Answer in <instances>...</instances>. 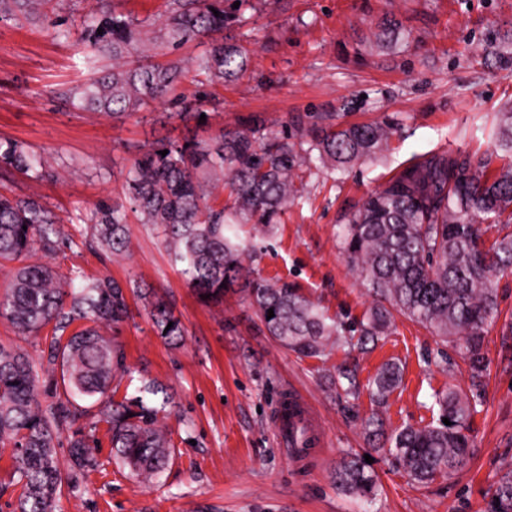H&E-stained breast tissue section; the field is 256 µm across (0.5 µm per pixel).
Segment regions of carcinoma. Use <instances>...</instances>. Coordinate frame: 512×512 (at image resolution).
<instances>
[{"instance_id": "cac0c4a2", "label": "carcinoma", "mask_w": 512, "mask_h": 512, "mask_svg": "<svg viewBox=\"0 0 512 512\" xmlns=\"http://www.w3.org/2000/svg\"><path fill=\"white\" fill-rule=\"evenodd\" d=\"M51 2L0 0V18L30 20ZM239 2L234 8L229 0H166L163 13L140 17L97 0L82 35L105 64L98 76L66 88L64 96L80 109L115 119L165 99L181 115L200 117V104L174 91L187 78L217 85L238 81L250 70L253 51L224 37V30L247 24L245 13L262 11L267 0ZM399 34V24L388 20L374 40L389 48ZM198 40L209 43L202 54L150 61L160 51L173 54ZM482 51L512 72V36L487 42ZM392 134L388 122L338 124L336 113L320 112L292 135L251 117L208 140L127 144L130 165L121 172L126 202L102 201L89 212L85 221L92 233L85 244L114 258L127 256L129 213H136L141 223L162 228L172 261L197 296L219 305L243 284L241 292L268 335L298 357L322 359L333 347L347 356L365 353L388 335L397 312L456 348L477 387L488 371L483 344L497 315V281L512 275V233L487 247L481 229L512 224V107L500 112L496 129L498 150L509 158L502 166L491 169L490 154H429L350 215L344 251L375 297L355 322L329 315L299 288L256 274L245 264L248 251L226 235L232 224L270 230L281 223L288 207L303 198L304 186L296 185L302 154L315 152L321 163L347 170L385 148ZM0 170L35 179L49 175L43 156L12 138H0ZM220 187L233 200L229 211L216 204ZM72 244L51 208L0 192V263H18L0 294V317L22 336L50 329L46 360L38 363L22 348L0 344V447L14 450L20 485L13 512H57L63 482L99 467L96 433L102 424L113 458L141 482L159 480L174 453L164 423L172 401L161 383L144 380L137 394L116 398L129 368L114 336L129 317L128 298L146 299L151 292L127 289L107 276H67L32 260L37 254L55 258ZM151 319L156 333L172 344L185 334L182 320L161 299L152 303ZM57 371L64 391L52 392L45 403L42 391ZM328 378L343 402L368 393L372 409L363 434L383 441L384 454L416 483L455 475L476 447L470 423L481 401L463 392L434 394L438 424L388 434L383 409L401 382L397 363H385L365 383L355 363H341ZM68 430L63 464L57 445ZM333 481L365 501L379 491L377 476L360 455L340 461ZM488 512H512V468L496 480Z\"/></svg>"}]
</instances>
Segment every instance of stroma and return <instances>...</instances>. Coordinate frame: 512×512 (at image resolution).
<instances>
[{
  "mask_svg": "<svg viewBox=\"0 0 512 512\" xmlns=\"http://www.w3.org/2000/svg\"><path fill=\"white\" fill-rule=\"evenodd\" d=\"M93 2L54 0L34 21H0V138L41 152L51 171L40 181L6 173L0 185L38 198L72 234V248L54 261L59 272L154 288L186 332L180 344L165 343L135 300L118 338L130 369L122 389L135 393L148 377L173 397L165 421L174 443L168 469L155 484L137 482L98 431L100 468L64 488L57 512H486L488 489L512 467V335L504 333L512 322V276L498 283L499 316L485 335L489 370L472 420L473 457L455 476L423 485L375 457L381 492L368 504L331 478L347 452L370 451L360 426L371 410L368 395L346 407L319 377L343 361L342 351L297 358L259 330L242 293H228L220 306L201 303L159 228L131 219L130 254L115 262L86 247L83 219L99 201L122 196L115 174L125 163V142L205 138L251 116L277 131L318 112L335 113L343 124L392 120L387 147L352 170L306 164L304 196L273 231L236 227L262 277L302 288L329 314L362 317L373 297L347 264L339 237L345 217L423 155L494 150L497 114L512 100V73L482 59L481 47L493 34L512 33V0H269L252 24L227 31L256 50L242 79L201 88L181 83L185 95H201L204 125L170 116L165 103L115 120L58 97L59 89L94 74L81 38ZM391 16L405 36L394 48L377 47L373 32ZM390 360L403 368L384 410L390 430L437 424L433 393L470 386L460 355L401 315L389 336L359 356L361 379ZM287 390L309 402L321 426L320 445L301 462L279 445L275 429L274 410Z\"/></svg>",
  "mask_w": 512,
  "mask_h": 512,
  "instance_id": "35a3bbf8",
  "label": "stroma"
}]
</instances>
